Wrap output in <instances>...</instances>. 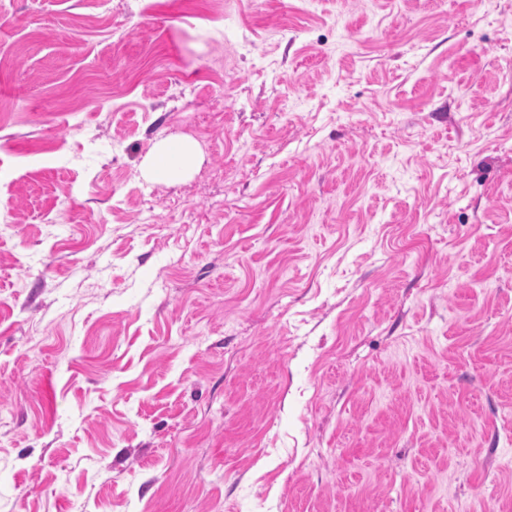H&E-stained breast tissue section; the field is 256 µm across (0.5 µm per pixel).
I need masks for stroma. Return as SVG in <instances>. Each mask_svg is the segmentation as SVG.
<instances>
[{
	"instance_id": "1",
	"label": "stroma",
	"mask_w": 512,
	"mask_h": 512,
	"mask_svg": "<svg viewBox=\"0 0 512 512\" xmlns=\"http://www.w3.org/2000/svg\"><path fill=\"white\" fill-rule=\"evenodd\" d=\"M0 512H512V0H0ZM162 160L167 164L162 165ZM198 160V147L190 138L161 140L155 145L145 172L155 181L182 179Z\"/></svg>"
}]
</instances>
